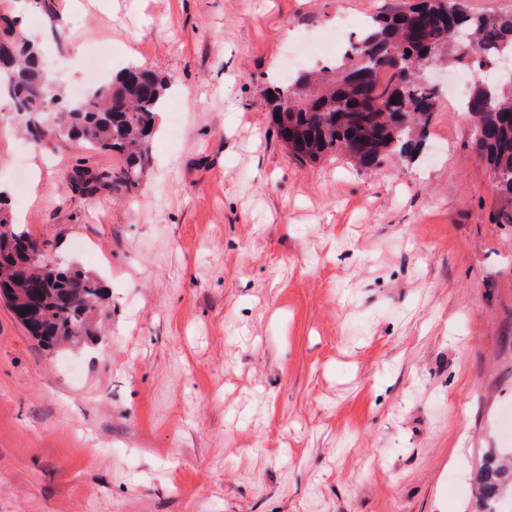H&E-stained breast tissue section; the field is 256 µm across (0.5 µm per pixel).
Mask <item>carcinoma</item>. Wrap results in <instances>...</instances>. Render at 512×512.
<instances>
[{"mask_svg": "<svg viewBox=\"0 0 512 512\" xmlns=\"http://www.w3.org/2000/svg\"><path fill=\"white\" fill-rule=\"evenodd\" d=\"M0 36L17 48L11 69L0 68V99L10 102L29 141L41 146L54 135L122 161L113 175L77 167L68 185L91 194L112 181L137 184L169 78L130 64L115 82L67 105L51 89L34 45L6 14H0ZM505 56L512 57L511 12L473 14L459 0H416L370 17L340 60L274 88L269 111L295 160L315 164L344 156L373 170L390 154L412 159L421 150L439 90L416 71L441 57L481 71ZM383 72L389 74L384 82ZM463 108L479 156L500 177L501 220L512 224V77L492 85L477 79ZM37 248L24 225L0 209V298L47 347L94 339L93 316L105 300L101 281L76 267L32 259ZM476 481L480 512H497L496 504L512 492V461L489 457Z\"/></svg>", "mask_w": 512, "mask_h": 512, "instance_id": "carcinoma-1", "label": "carcinoma"}]
</instances>
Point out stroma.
<instances>
[{
	"instance_id": "obj_1",
	"label": "stroma",
	"mask_w": 512,
	"mask_h": 512,
	"mask_svg": "<svg viewBox=\"0 0 512 512\" xmlns=\"http://www.w3.org/2000/svg\"><path fill=\"white\" fill-rule=\"evenodd\" d=\"M0 0L62 91L82 60L175 76L121 160L0 110V197L50 262L100 278L95 341L39 345L0 301V512H475L512 451V224L459 103L414 160L316 165L263 92L288 46L398 0Z\"/></svg>"
}]
</instances>
